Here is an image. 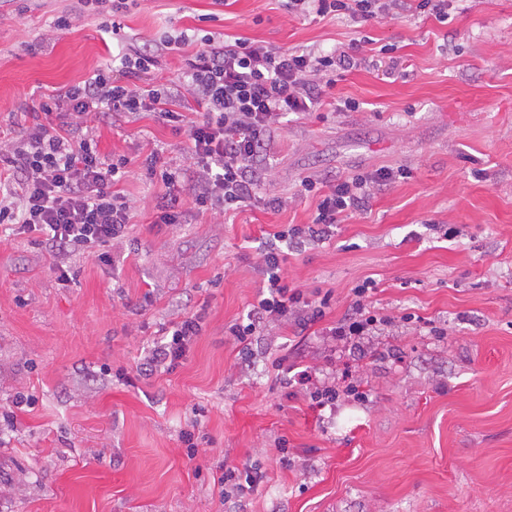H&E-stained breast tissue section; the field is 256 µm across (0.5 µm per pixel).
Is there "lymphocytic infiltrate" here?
Listing matches in <instances>:
<instances>
[{
    "mask_svg": "<svg viewBox=\"0 0 512 512\" xmlns=\"http://www.w3.org/2000/svg\"><path fill=\"white\" fill-rule=\"evenodd\" d=\"M410 5L438 21L448 19V0H288L289 10L296 13L332 14L356 22L392 19ZM194 42L198 49L186 59L180 84L153 75L155 51L145 46L119 50L111 65L42 102L45 123L19 143L0 146V224L37 235L57 253L100 248V261L110 263L104 248L128 237L135 205L113 189L128 174V158L102 156L94 139L79 132L81 120L99 112L124 117L152 112L187 137L191 166L171 170L160 167L157 156L146 159L149 177L166 188L152 207L153 223H181L187 204L201 213L280 208V199L260 192L255 162L264 137L286 115L322 106L338 72L361 65L358 45L325 54L284 52L242 37L218 42L206 35ZM189 100L203 108L202 121L188 120L183 108ZM403 175V170L386 169L333 181L305 180V192L316 199L314 217L309 224L275 233L261 258L266 293L254 310L229 326L230 335L243 344L266 321L297 319L305 327L320 322L329 301L311 299L289 285L280 242L320 236L322 228L362 208L373 191ZM371 288L368 280L354 288L355 314L328 328L332 340L352 342L376 328L378 319L366 302ZM201 332L199 315L171 322L150 349L146 371L175 370ZM297 383L319 409L335 407L340 395L359 394L355 383L340 388L334 378L320 381L306 370L298 373Z\"/></svg>",
    "mask_w": 512,
    "mask_h": 512,
    "instance_id": "obj_1",
    "label": "lymphocytic infiltrate"
}]
</instances>
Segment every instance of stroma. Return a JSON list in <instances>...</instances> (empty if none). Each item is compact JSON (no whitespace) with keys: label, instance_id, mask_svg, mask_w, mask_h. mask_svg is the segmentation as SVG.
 <instances>
[{"label":"stroma","instance_id":"obj_1","mask_svg":"<svg viewBox=\"0 0 512 512\" xmlns=\"http://www.w3.org/2000/svg\"><path fill=\"white\" fill-rule=\"evenodd\" d=\"M71 3L20 15L0 0V138L110 65L116 40L159 46L155 71L174 81L192 49L163 43L187 28L324 53L358 42L365 57L387 45L395 66L344 73L330 104L267 134L261 190L285 199L278 211L154 225L165 187L141 163L186 167V139L147 113L88 120L102 154L130 158L118 189L139 210L114 265L67 256L65 282L44 245L0 231V512H512V0L363 25L286 0H136L117 33L89 13L56 29ZM380 167L410 176L330 239L289 247L283 269L330 293L322 328L352 314L366 280L386 325L353 345L265 323L242 354L227 328L262 294L264 242L310 223L302 181ZM186 312L203 326L186 360L142 375ZM290 367L349 373L365 396L313 408ZM226 466L261 472L243 500L215 486Z\"/></svg>","mask_w":512,"mask_h":512}]
</instances>
